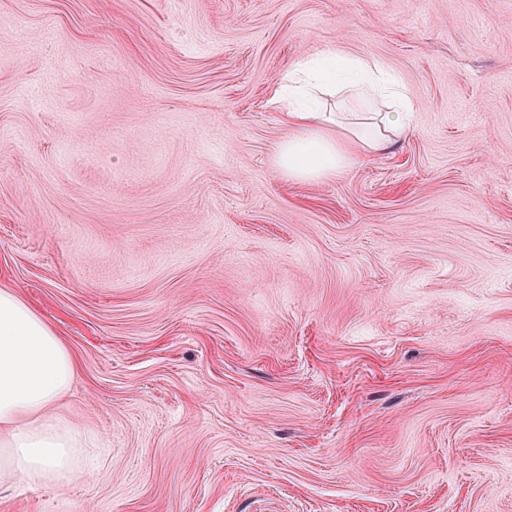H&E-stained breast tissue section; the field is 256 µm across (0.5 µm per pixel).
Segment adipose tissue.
Wrapping results in <instances>:
<instances>
[{
    "instance_id": "adipose-tissue-1",
    "label": "adipose tissue",
    "mask_w": 512,
    "mask_h": 512,
    "mask_svg": "<svg viewBox=\"0 0 512 512\" xmlns=\"http://www.w3.org/2000/svg\"><path fill=\"white\" fill-rule=\"evenodd\" d=\"M343 95L362 101L371 116L339 122L326 100ZM271 103L288 123L273 163L295 182L336 178L392 153L414 132V106L399 76L378 59L350 57L334 46L298 60ZM76 373L56 330L14 289L0 287V490L20 480L59 484L76 475L80 432L55 411Z\"/></svg>"
}]
</instances>
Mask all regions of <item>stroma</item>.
<instances>
[{
	"mask_svg": "<svg viewBox=\"0 0 512 512\" xmlns=\"http://www.w3.org/2000/svg\"><path fill=\"white\" fill-rule=\"evenodd\" d=\"M329 45L415 134L292 182ZM0 285L88 438L0 512H512V0H0Z\"/></svg>",
	"mask_w": 512,
	"mask_h": 512,
	"instance_id": "35a3bbf8",
	"label": "stroma"
}]
</instances>
